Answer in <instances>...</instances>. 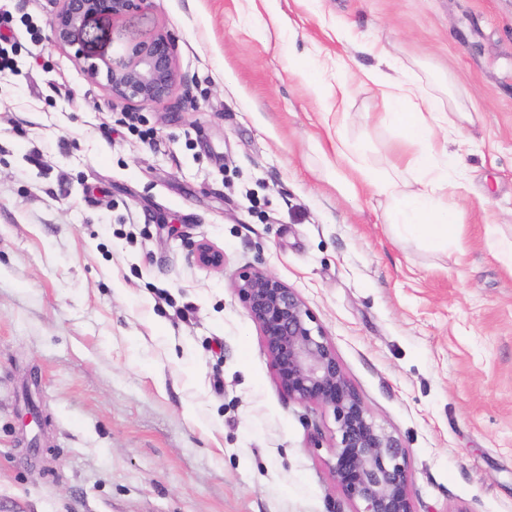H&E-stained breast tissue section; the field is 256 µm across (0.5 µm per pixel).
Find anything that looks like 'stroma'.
I'll return each instance as SVG.
<instances>
[{"label":"stroma","instance_id":"35a3bbf8","mask_svg":"<svg viewBox=\"0 0 512 512\" xmlns=\"http://www.w3.org/2000/svg\"><path fill=\"white\" fill-rule=\"evenodd\" d=\"M276 7L153 0L58 47L59 0H0L21 68L0 76V512H360L330 470L332 410L274 381L235 291L245 266L315 314L401 441L414 512H512V270L485 240L512 233V0ZM160 33L172 94L114 103L91 65ZM375 40L471 107L443 250L338 179L314 78L350 83L344 135L413 180L359 77ZM199 240L223 269L190 262Z\"/></svg>","mask_w":512,"mask_h":512}]
</instances>
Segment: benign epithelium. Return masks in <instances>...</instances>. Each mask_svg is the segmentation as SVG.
I'll list each match as a JSON object with an SVG mask.
<instances>
[{"mask_svg": "<svg viewBox=\"0 0 512 512\" xmlns=\"http://www.w3.org/2000/svg\"><path fill=\"white\" fill-rule=\"evenodd\" d=\"M61 2L52 21L59 46L73 44L93 16L121 18L152 4V0ZM103 64L112 97L125 102H160L176 82L174 45L162 33L127 45L122 54ZM190 258L199 266L224 268V251L207 241L192 244ZM235 289L260 331L279 389L291 399L333 411L339 433L331 466L336 483L349 498L362 503L361 512H414L401 442L373 421L301 297L273 274L256 268L241 271Z\"/></svg>", "mask_w": 512, "mask_h": 512, "instance_id": "benign-epithelium-1", "label": "benign epithelium"}]
</instances>
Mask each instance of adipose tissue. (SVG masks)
Returning <instances> with one entry per match:
<instances>
[{
    "mask_svg": "<svg viewBox=\"0 0 512 512\" xmlns=\"http://www.w3.org/2000/svg\"><path fill=\"white\" fill-rule=\"evenodd\" d=\"M368 51L378 65L363 75L378 86L388 107L382 121L398 124L405 131L404 142L411 147L405 167L415 173L417 187L407 192L395 177L376 175L355 145L340 137L336 156L350 167L347 184L353 190L364 186L388 197L393 203L389 222L399 234L422 239L433 250L446 248L458 216L443 199L449 185L460 184L462 173L458 155L436 145L433 138L436 130L455 129L464 107L455 93L437 95L410 76L408 66L390 58L378 44H371Z\"/></svg>",
    "mask_w": 512,
    "mask_h": 512,
    "instance_id": "adipose-tissue-1",
    "label": "adipose tissue"
}]
</instances>
